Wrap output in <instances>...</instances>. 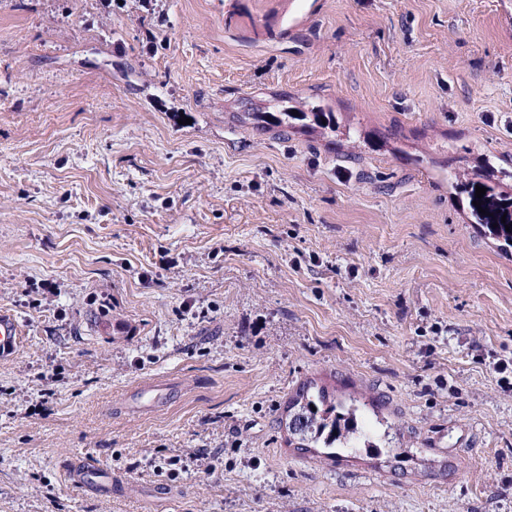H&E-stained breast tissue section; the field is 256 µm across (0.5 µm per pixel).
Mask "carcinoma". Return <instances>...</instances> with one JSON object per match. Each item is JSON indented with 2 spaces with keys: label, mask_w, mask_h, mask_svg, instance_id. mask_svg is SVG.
Listing matches in <instances>:
<instances>
[{
  "label": "carcinoma",
  "mask_w": 512,
  "mask_h": 512,
  "mask_svg": "<svg viewBox=\"0 0 512 512\" xmlns=\"http://www.w3.org/2000/svg\"><path fill=\"white\" fill-rule=\"evenodd\" d=\"M472 189L469 192L470 207L476 222L485 226L489 234L496 240L503 241V247H512V231L505 230V226L512 227V197H506L496 191V186L482 181H471ZM486 189L482 198H476V187ZM481 202L477 207L473 201ZM485 210V213L478 212V209ZM506 223H501V219ZM327 406L323 414L313 411L315 403ZM294 404L299 410L293 416L290 424L291 433L298 436L301 443L299 447L306 448L308 443L323 441L325 447L330 448L336 443L344 446L351 445L350 431H342L341 423L354 416V411L349 410L342 415L336 414V408H344V404L336 402L323 389L317 390L316 394L310 393V388L304 387L296 395Z\"/></svg>",
  "instance_id": "1"
}]
</instances>
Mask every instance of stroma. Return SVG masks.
I'll return each instance as SVG.
<instances>
[{"label": "stroma", "instance_id": "obj_1", "mask_svg": "<svg viewBox=\"0 0 512 512\" xmlns=\"http://www.w3.org/2000/svg\"><path fill=\"white\" fill-rule=\"evenodd\" d=\"M486 166L512 193V0H0V512H512ZM311 379L343 463L290 443ZM19 323L10 312L0 311V360L12 359L20 342ZM69 484L83 492L112 494V472L94 461H78L65 470Z\"/></svg>", "mask_w": 512, "mask_h": 512}]
</instances>
